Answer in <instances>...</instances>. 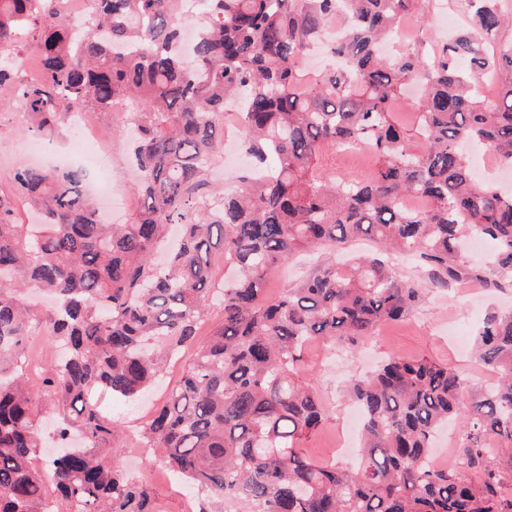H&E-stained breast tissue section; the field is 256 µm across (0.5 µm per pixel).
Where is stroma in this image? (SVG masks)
<instances>
[{
  "label": "stroma",
  "mask_w": 512,
  "mask_h": 512,
  "mask_svg": "<svg viewBox=\"0 0 512 512\" xmlns=\"http://www.w3.org/2000/svg\"><path fill=\"white\" fill-rule=\"evenodd\" d=\"M126 119L123 112L98 115V126L110 148L114 197L122 205L121 210L111 215L117 222L129 221L138 207L133 192L135 174L127 162V142L114 133ZM34 139L30 123L20 116L18 107L0 112V194L12 193L10 174L31 163L32 157L23 146ZM338 256V251L323 248L272 268L267 276L268 297H278L286 289L297 286L317 268L335 262ZM492 308L512 310V287L491 291L463 281L450 288L432 289L405 322L384 327L365 346L352 349L317 341L305 346L299 358L300 373L315 381L330 412L327 423L303 442L309 456L320 462L332 461L331 450L351 411L344 394L348 380L369 373L387 355L425 357L458 369L473 385H481L486 368L469 351L459 350L449 339L448 332L453 329L458 335L473 336L477 323ZM179 376L178 365H171L143 404L123 403L107 392L95 396L101 409L117 421L124 432L123 463L140 482L152 488L160 512H189L188 492L181 482L167 478L163 471L156 469L153 451L146 447L141 430Z\"/></svg>",
  "instance_id": "stroma-1"
}]
</instances>
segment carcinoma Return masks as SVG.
Segmentation results:
<instances>
[{"mask_svg":"<svg viewBox=\"0 0 512 512\" xmlns=\"http://www.w3.org/2000/svg\"><path fill=\"white\" fill-rule=\"evenodd\" d=\"M417 0H201L190 53L176 0H92L91 28L71 43L67 0H0V87L52 142L72 109L135 104L123 133L138 171L141 205L127 224H104L80 170L27 167L0 196V512H156L148 487L123 470V434L89 400L104 389L126 401L148 394L167 362L193 350L144 438L190 489L199 512H512V312H489L474 336L495 375L473 388L461 372L425 357L391 355L350 379L363 414L350 462L322 463L301 448L329 414L314 381L301 380L309 340L363 345L410 316L432 288L471 279L512 284V190L481 183L462 146L479 143L512 163V25L504 0H465L472 26L429 58L379 46ZM26 26L40 78L14 59ZM331 28L344 65L310 75L301 58ZM135 42L139 53L119 51ZM423 80L415 129L394 118L406 83ZM240 99L242 143L262 175L234 191L209 188L224 139V103ZM366 146L370 179L323 176L329 147ZM412 193L428 199L405 209ZM37 227L15 217L16 199ZM493 245L485 271L464 262L463 243ZM377 244L317 269L268 300V269L321 246ZM237 277L210 288L211 249ZM396 254L421 259L429 280L401 276ZM56 305L41 320L27 288ZM224 321L199 345L213 300ZM45 323L63 354L37 379L26 373L33 324ZM61 418L67 448L41 464L39 398ZM458 427L455 461L431 457L444 424Z\"/></svg>","mask_w":512,"mask_h":512,"instance_id":"cac0c4a2","label":"carcinoma"}]
</instances>
